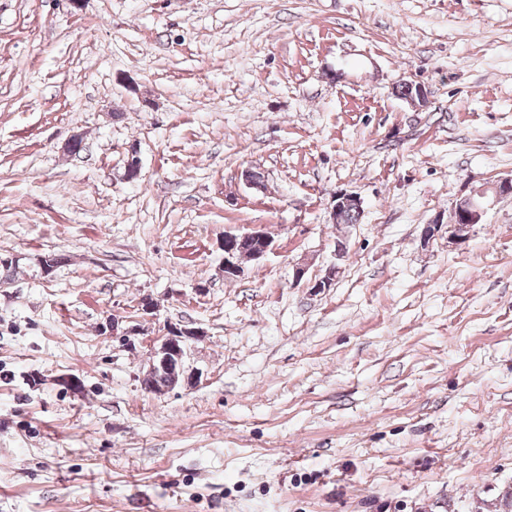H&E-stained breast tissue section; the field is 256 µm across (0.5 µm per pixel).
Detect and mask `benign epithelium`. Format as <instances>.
Wrapping results in <instances>:
<instances>
[{
  "label": "benign epithelium",
  "mask_w": 512,
  "mask_h": 512,
  "mask_svg": "<svg viewBox=\"0 0 512 512\" xmlns=\"http://www.w3.org/2000/svg\"><path fill=\"white\" fill-rule=\"evenodd\" d=\"M400 85L403 86L404 91L402 99L413 105L425 102L427 91L423 85L407 79L400 80ZM509 194H512V176L500 179L489 190L478 189L467 196L455 199L451 204L452 220L450 224L443 223L440 216L436 215L423 225L420 234L422 246L429 245L444 231L448 233V242L453 244L464 242L470 229L482 223L485 215V203L492 197L497 198ZM350 206L358 211L362 210L361 197L347 190L336 192L332 197L330 209L333 223H338L343 210ZM240 239H248L256 243V250L252 255L254 260L262 258L272 248L271 238L262 230H253L240 236L237 234L224 235V277L226 278H234L241 273L235 252V244ZM338 273L339 267L331 266L323 277L308 282L307 287L314 293H320L331 287ZM199 336H201L200 331L194 328L168 327L167 334L158 337L159 344L154 349L150 367L142 378V386L145 387L149 384L154 371L159 367L173 370L171 380L163 388V391L166 392L185 383L191 384L195 379V373L189 369L187 360L193 343L199 339Z\"/></svg>",
  "instance_id": "7a95c632"
}]
</instances>
